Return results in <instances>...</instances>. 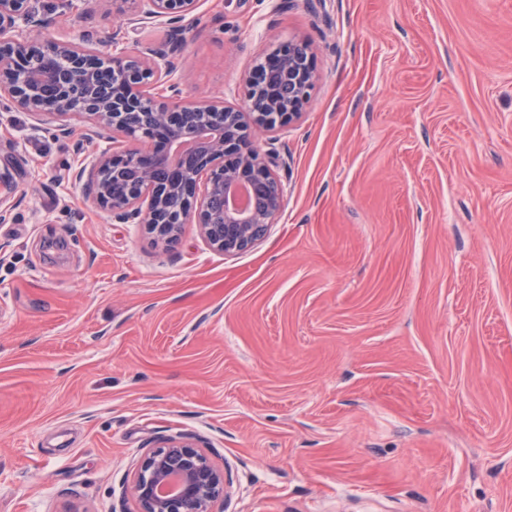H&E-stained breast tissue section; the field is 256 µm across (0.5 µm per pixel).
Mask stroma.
<instances>
[{
    "instance_id": "35a3bbf8",
    "label": "stroma",
    "mask_w": 512,
    "mask_h": 512,
    "mask_svg": "<svg viewBox=\"0 0 512 512\" xmlns=\"http://www.w3.org/2000/svg\"><path fill=\"white\" fill-rule=\"evenodd\" d=\"M109 52L110 0H31ZM182 99L239 102L289 39L316 81L253 134L284 200L251 248L85 202L107 145L0 101V512H112L179 434L224 512H512V0H199Z\"/></svg>"
}]
</instances>
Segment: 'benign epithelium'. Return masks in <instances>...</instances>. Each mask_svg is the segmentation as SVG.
I'll return each mask as SVG.
<instances>
[{
    "instance_id": "1",
    "label": "benign epithelium",
    "mask_w": 512,
    "mask_h": 512,
    "mask_svg": "<svg viewBox=\"0 0 512 512\" xmlns=\"http://www.w3.org/2000/svg\"><path fill=\"white\" fill-rule=\"evenodd\" d=\"M127 25L136 28L164 19L170 39L138 55L122 45L125 33L112 34L107 60L112 72L99 71L98 52L79 44L34 39L47 19L29 0H0V100L38 121L58 122L63 135L72 122H89L85 138L121 133L130 146L105 148L77 174L92 205L124 224L147 225L155 239H178L181 225L194 218L206 245L233 253L252 246L279 213L284 189L278 157L253 146L250 131L272 130L297 120L309 103L315 71L304 42H281L244 76L238 104L208 98L195 104L176 101L179 82L174 60L184 51V22L197 0H129ZM132 169L153 189L144 197L130 185L106 178ZM11 176L0 169V222L11 205ZM248 188L251 204L230 203L237 186ZM176 194L181 209L169 212ZM224 470L215 466L193 438L170 437L140 460L130 495L134 512H215L224 502Z\"/></svg>"
}]
</instances>
